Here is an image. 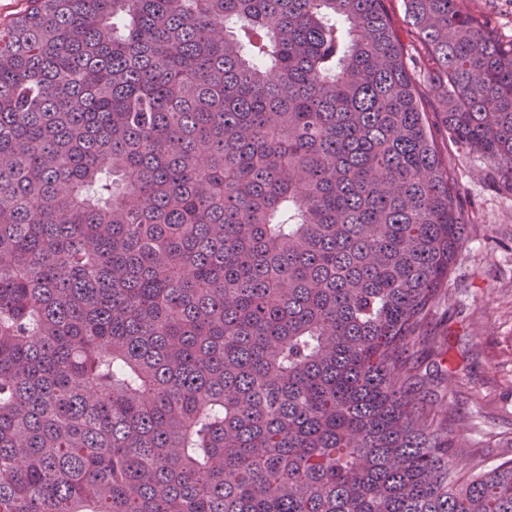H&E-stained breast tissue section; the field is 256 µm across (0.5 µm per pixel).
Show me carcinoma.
Returning a JSON list of instances; mask_svg holds the SVG:
<instances>
[{"mask_svg": "<svg viewBox=\"0 0 512 512\" xmlns=\"http://www.w3.org/2000/svg\"><path fill=\"white\" fill-rule=\"evenodd\" d=\"M387 0L0 22V512H512L434 408L459 191ZM403 0L512 181V39Z\"/></svg>", "mask_w": 512, "mask_h": 512, "instance_id": "carcinoma-1", "label": "carcinoma"}]
</instances>
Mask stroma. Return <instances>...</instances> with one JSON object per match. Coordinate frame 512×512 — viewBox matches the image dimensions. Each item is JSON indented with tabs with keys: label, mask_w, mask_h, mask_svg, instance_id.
Here are the masks:
<instances>
[{
	"label": "stroma",
	"mask_w": 512,
	"mask_h": 512,
	"mask_svg": "<svg viewBox=\"0 0 512 512\" xmlns=\"http://www.w3.org/2000/svg\"><path fill=\"white\" fill-rule=\"evenodd\" d=\"M430 122L440 92L426 74L406 22L403 0H388ZM439 151L454 175L467 222L465 241L448 277L447 301L435 308L431 333L445 341L447 370L429 388L464 428L487 465L512 441V191L497 167L445 138Z\"/></svg>",
	"instance_id": "35a3bbf8"
}]
</instances>
